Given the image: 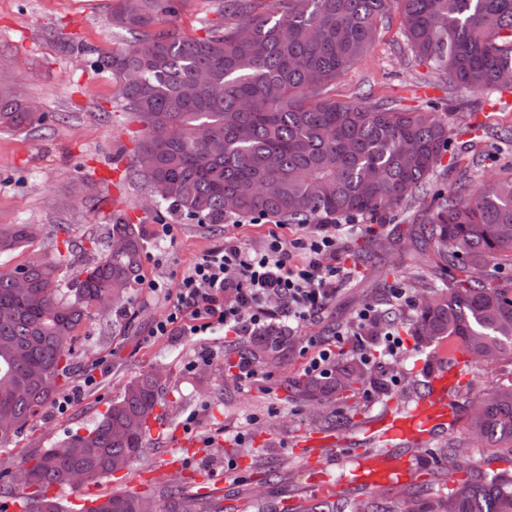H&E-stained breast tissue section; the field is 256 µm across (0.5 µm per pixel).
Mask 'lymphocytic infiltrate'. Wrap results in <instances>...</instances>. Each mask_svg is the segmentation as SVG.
I'll return each mask as SVG.
<instances>
[{
    "instance_id": "lymphocytic-infiltrate-1",
    "label": "lymphocytic infiltrate",
    "mask_w": 512,
    "mask_h": 512,
    "mask_svg": "<svg viewBox=\"0 0 512 512\" xmlns=\"http://www.w3.org/2000/svg\"><path fill=\"white\" fill-rule=\"evenodd\" d=\"M355 224L352 218L343 224H305L290 237L273 232L257 249L225 238L182 273L168 295L171 307L151 326L150 337H202L221 330L228 336L261 335L273 343L292 327L315 322L335 299L338 284L351 277L335 260L344 228ZM371 330L376 339L369 348L364 336ZM404 345L399 333L382 326L379 310L366 305L347 329L316 345L304 372L327 376L348 348L381 366L397 358Z\"/></svg>"
}]
</instances>
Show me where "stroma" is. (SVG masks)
<instances>
[{
  "label": "stroma",
  "mask_w": 512,
  "mask_h": 512,
  "mask_svg": "<svg viewBox=\"0 0 512 512\" xmlns=\"http://www.w3.org/2000/svg\"><path fill=\"white\" fill-rule=\"evenodd\" d=\"M115 0H0V57L15 62L14 81L25 96L37 100L48 119L23 133L0 131V225L34 224L35 238L10 258L16 267L44 258L51 250L48 236L54 225L71 227L72 239L82 242L102 235L111 213L124 214L143 224L147 248L142 261L143 280H155L176 288L190 265L224 237L234 236L250 247L260 246L269 230L291 236L295 224L275 225L271 220H225L221 224H177L169 239H160V228L151 216L148 201L131 185L104 183L115 163L131 166L139 122L117 108L109 74L87 68L83 48L109 52L124 46L128 33L113 29L110 7ZM174 20L177 28L192 36L207 28L234 24L214 0H181ZM64 33L72 49H61L56 38ZM330 95L339 102L361 99L375 103L400 99L407 108L434 103L450 117L453 128L474 122L488 128L512 127V90L488 91L485 104L475 115L465 112L470 93L449 89L428 64L416 61L407 44L398 12H390L378 25L371 54L337 78ZM465 140L477 141L489 154L483 166L470 171L472 188L491 179L512 177V149L495 140L466 131ZM95 189H88L87 181ZM402 220L378 226L380 236L390 237V248L368 246L369 229L343 235L336 253L337 265L351 269V282L343 284L335 303L323 316L297 329L298 345L284 349L278 367L264 369L262 384L252 385L235 377L239 360L233 353L234 337L216 333L207 344L214 353L211 364L194 366L201 343L191 338H153L149 330L169 309L162 292L151 295L139 287L121 312H113L81 327L80 355L70 379L61 387L84 392L65 413L47 405L41 416L8 450L0 451V473L16 470L21 458L42 452L69 435L92 428L121 392L124 384L150 367L165 368L162 389L165 410L150 426V447L129 472L99 481L100 494L155 492L156 512H167V498L160 492L175 483L185 497H201L204 512H256L257 499H323L358 495L366 485L347 481L352 456L357 450L402 456L397 443L376 442L367 437L368 424L401 404L410 381L427 383L432 371L448 360L443 345H423L407 333L405 351L387 363L389 381L365 386L347 403L353 414L351 427L335 431L339 450L313 454L307 444L317 426L311 409L287 400L283 383L304 373L299 349L309 340L333 336L348 325L356 312L379 296L402 287L396 270L417 265L426 275L434 267L431 255L413 250L400 237ZM95 376L84 387L87 376ZM468 385L451 395L458 414L444 429L432 434L425 450H412L419 474L404 484L375 488V495L403 500L409 491L423 489L425 506L447 496L467 470L479 467L491 474L512 475V460L493 448L479 447L469 431L465 414L477 393L512 383V354L477 364L467 373ZM195 444L192 456L180 467L165 462L179 439ZM461 440L465 453L457 463L438 462L432 455L448 439Z\"/></svg>",
  "instance_id": "obj_1"
}]
</instances>
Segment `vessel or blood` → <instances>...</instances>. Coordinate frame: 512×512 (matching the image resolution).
Segmentation results:
<instances>
[{"instance_id": "1", "label": "vessel or blood", "mask_w": 512, "mask_h": 512, "mask_svg": "<svg viewBox=\"0 0 512 512\" xmlns=\"http://www.w3.org/2000/svg\"><path fill=\"white\" fill-rule=\"evenodd\" d=\"M462 373L461 365L438 368L430 377L431 389L427 396L414 406L405 408L397 415H386L376 422L372 430L379 439L412 441L430 436L438 426L456 415V409L448 398V389ZM411 462L389 455H361L355 458L349 476L366 484L378 486L385 483H402L411 478Z\"/></svg>"}]
</instances>
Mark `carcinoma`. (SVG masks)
Returning a JSON list of instances; mask_svg holds the SVG:
<instances>
[{"label": "carcinoma", "mask_w": 512, "mask_h": 512, "mask_svg": "<svg viewBox=\"0 0 512 512\" xmlns=\"http://www.w3.org/2000/svg\"><path fill=\"white\" fill-rule=\"evenodd\" d=\"M221 11L243 25L189 36L157 28L178 12L164 0H116L112 27L132 36L124 47L96 53L90 69L110 75L114 98L143 125L135 164L121 181L156 198L170 224H222L229 217H266L284 224L368 216L378 224L411 213L408 238L431 254L430 280L420 292L411 333L425 342L453 341L468 356L512 352V279L492 284L489 266L512 261V178L470 185V154L448 190L434 174L451 150L452 128L430 110L394 100L338 102L328 84L372 51L377 22L399 10L411 53L454 87L480 93L505 88L512 76V0H288L281 12H259L261 0H221ZM46 120L37 102L15 90L0 63V130L24 132ZM34 224L0 225V447L37 420L72 374L78 330L101 300L122 303L141 281L142 227L116 215L107 241L80 247L88 258L72 276L70 240L53 257L13 269L4 262L35 237ZM124 249L114 255L110 242ZM23 272L27 288H16ZM236 353L275 364L281 351L252 336ZM162 370L140 374L87 434H74L24 459L38 476L26 492L11 475L0 490L23 499L26 512H65L51 486L75 491L129 470L149 448L148 420L161 405ZM375 369L345 358L326 379L293 378L286 391L308 403L355 391ZM470 431L485 448L512 454V384L473 402ZM462 442L436 449L450 462ZM169 512L196 505L163 486ZM112 512H154V497L107 496ZM259 512H400L367 495L304 501H257ZM430 512H512V480L471 474Z\"/></svg>", "instance_id": "carcinoma-1"}]
</instances>
